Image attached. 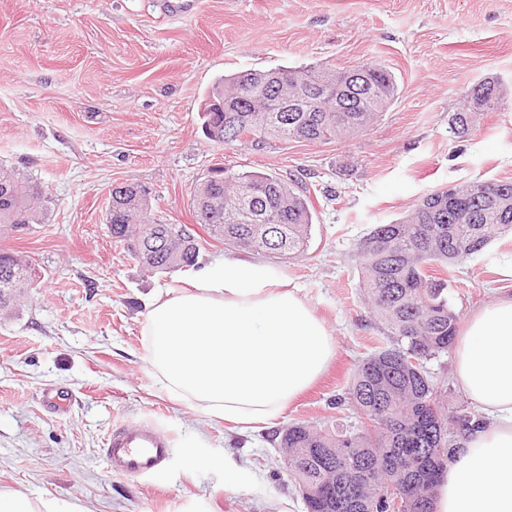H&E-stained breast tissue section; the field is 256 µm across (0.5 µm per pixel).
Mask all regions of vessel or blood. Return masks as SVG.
<instances>
[{
  "label": "vessel or blood",
  "instance_id": "vessel-or-blood-1",
  "mask_svg": "<svg viewBox=\"0 0 512 512\" xmlns=\"http://www.w3.org/2000/svg\"><path fill=\"white\" fill-rule=\"evenodd\" d=\"M101 453L109 473L150 477L166 469L172 445L169 437L153 425L120 424L108 431Z\"/></svg>",
  "mask_w": 512,
  "mask_h": 512
}]
</instances>
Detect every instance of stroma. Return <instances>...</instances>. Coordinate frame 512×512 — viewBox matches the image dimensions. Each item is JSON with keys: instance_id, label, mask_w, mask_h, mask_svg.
<instances>
[{"instance_id": "35a3bbf8", "label": "stroma", "mask_w": 512, "mask_h": 512, "mask_svg": "<svg viewBox=\"0 0 512 512\" xmlns=\"http://www.w3.org/2000/svg\"><path fill=\"white\" fill-rule=\"evenodd\" d=\"M385 66L398 96L341 141L267 138L224 147L202 130L212 83L249 69ZM512 91V0H0V168L43 188L45 223L7 239L40 272L0 316V488L79 500L89 512H306L279 468L289 424H332L333 406L380 330L361 299L360 240L430 191L512 180V99L456 141L448 118L472 86ZM214 166L301 179L315 208L295 259L276 268L332 330L337 354L266 430L238 433L170 395L142 329L160 290L189 268L148 273L113 242L114 185L143 186L151 212L193 226L191 192ZM512 236L450 271L460 319L512 291ZM72 398L44 406V390ZM150 423L173 441L164 472L106 473L111 426Z\"/></svg>"}]
</instances>
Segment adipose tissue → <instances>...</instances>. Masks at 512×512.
I'll list each match as a JSON object with an SVG mask.
<instances>
[{
    "label": "adipose tissue",
    "mask_w": 512,
    "mask_h": 512,
    "mask_svg": "<svg viewBox=\"0 0 512 512\" xmlns=\"http://www.w3.org/2000/svg\"><path fill=\"white\" fill-rule=\"evenodd\" d=\"M143 334L165 389L242 432L277 419L335 357L332 331L280 274L227 257L159 292ZM456 386L479 422L442 472L434 512H512V293L470 315L456 336ZM0 512H87L71 500L0 489Z\"/></svg>",
    "instance_id": "ef3b65f1"
}]
</instances>
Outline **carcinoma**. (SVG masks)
I'll use <instances>...</instances> for the list:
<instances>
[{
    "mask_svg": "<svg viewBox=\"0 0 512 512\" xmlns=\"http://www.w3.org/2000/svg\"><path fill=\"white\" fill-rule=\"evenodd\" d=\"M353 70L305 66L275 70L250 69L212 84L202 109L208 138L222 145L233 124L239 135L328 141L350 139L368 130L394 101L398 87L380 65H368L366 94L350 112L337 111L334 98L316 100L314 112H289L272 118L267 83L281 79L290 98L333 78L345 86ZM507 92L488 77L475 84L448 119L456 139L471 134L481 97L483 111L504 104ZM249 190L264 201L267 224H248L225 206ZM40 186L16 171L0 170V233L14 234L42 224L47 211ZM193 218L207 235L228 247L260 251L276 258H293L308 248L314 207L310 189L276 174L236 172L224 168L195 186ZM150 192L127 185L111 191L106 224L112 239L127 246L150 272H168L160 259L180 254L182 269L197 263L198 238L178 224L150 217ZM512 232V181L475 178L453 186V192L433 190L412 210L390 224H378L359 245V287L384 337L357 366L345 396L336 407L347 413L322 429L296 422L282 434L288 449L283 468L300 494L306 512H356L351 502L366 503L375 512H433L440 474L461 447L464 432L476 415L465 402L448 407L428 362L453 345L458 313L449 302L448 284L432 278L434 266L454 269L481 254L492 242ZM34 265L9 248H0V309L17 307L22 289L32 285ZM343 485L336 499L326 502L306 495L310 488Z\"/></svg>",
    "mask_w": 512,
    "mask_h": 512,
    "instance_id": "cac0c4a2",
    "label": "carcinoma"
}]
</instances>
